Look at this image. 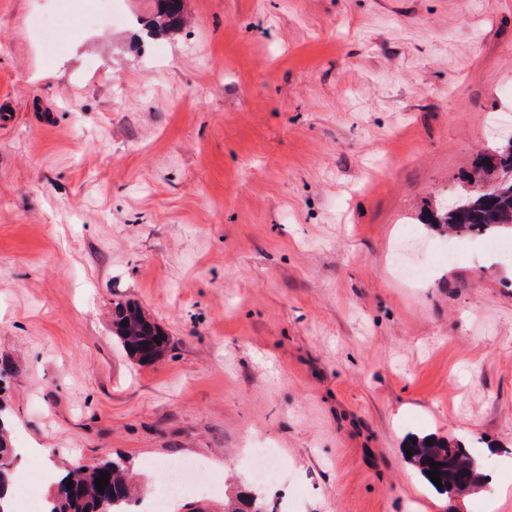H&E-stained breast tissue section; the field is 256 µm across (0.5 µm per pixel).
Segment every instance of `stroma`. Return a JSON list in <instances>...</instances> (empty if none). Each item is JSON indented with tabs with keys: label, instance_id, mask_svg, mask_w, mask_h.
Here are the masks:
<instances>
[{
	"label": "stroma",
	"instance_id": "1",
	"mask_svg": "<svg viewBox=\"0 0 512 512\" xmlns=\"http://www.w3.org/2000/svg\"><path fill=\"white\" fill-rule=\"evenodd\" d=\"M72 0H0V409L15 482L279 448L294 512H488L512 486V260L422 219L512 113V0H183L141 44ZM55 23L46 54L36 24ZM462 247L453 264L440 247ZM428 278L392 271L393 254ZM168 334L150 364L116 304ZM488 480L437 494L416 436Z\"/></svg>",
	"mask_w": 512,
	"mask_h": 512
}]
</instances>
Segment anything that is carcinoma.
<instances>
[{
  "mask_svg": "<svg viewBox=\"0 0 512 512\" xmlns=\"http://www.w3.org/2000/svg\"><path fill=\"white\" fill-rule=\"evenodd\" d=\"M181 0H157V13L153 25L146 29L150 38L164 31L174 33L181 27ZM499 167L512 170V138L481 154L475 164V171ZM473 177L466 179V185L455 192L458 204L455 208L436 206L424 223L440 234L448 232L460 237L497 236L512 233V183L503 185L496 192L487 195L481 191L469 190ZM113 334L120 340L130 356L139 363H151L159 359L168 349L170 339L154 322L147 320L136 306H115L112 319ZM410 463L417 468L431 488H436L427 472H440L442 490L440 493L453 497L475 490L485 484L487 475L481 461L458 443L445 439H413ZM15 448L9 435L7 418L0 413V459L7 465L0 468V512H13L12 506L5 505V499L13 488L12 463ZM437 463L428 464V459ZM108 473L109 484L104 491L96 487L101 473ZM132 470L122 458H109L97 465H78L67 471L60 480L56 494L47 500L46 512H129L132 501ZM72 488H67L68 481ZM225 512H269L268 502L257 493L246 497L239 494L225 504Z\"/></svg>",
  "mask_w": 512,
  "mask_h": 512,
  "instance_id": "cac0c4a2",
  "label": "carcinoma"
}]
</instances>
